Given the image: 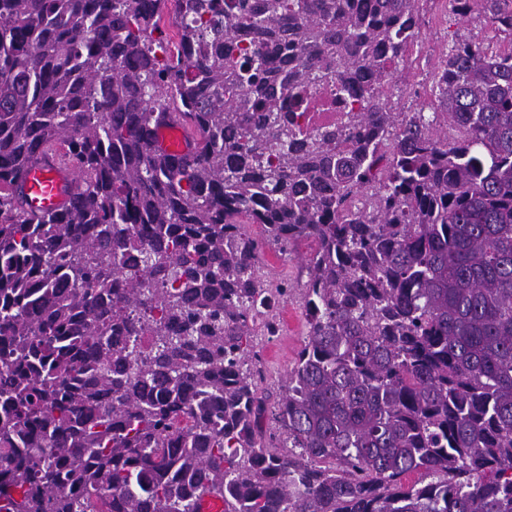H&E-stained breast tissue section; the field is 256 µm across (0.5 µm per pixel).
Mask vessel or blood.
<instances>
[{"instance_id":"vessel-or-blood-1","label":"vessel or blood","mask_w":512,"mask_h":512,"mask_svg":"<svg viewBox=\"0 0 512 512\" xmlns=\"http://www.w3.org/2000/svg\"><path fill=\"white\" fill-rule=\"evenodd\" d=\"M198 138L193 126L180 114H172L158 132L156 145L166 154L184 156ZM78 177L61 152L50 149L29 167L24 181L25 207L40 214L63 211L76 190Z\"/></svg>"}]
</instances>
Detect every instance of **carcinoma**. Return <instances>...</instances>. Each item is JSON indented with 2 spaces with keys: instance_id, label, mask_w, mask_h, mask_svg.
I'll list each match as a JSON object with an SVG mask.
<instances>
[{
  "instance_id": "obj_1",
  "label": "carcinoma",
  "mask_w": 512,
  "mask_h": 512,
  "mask_svg": "<svg viewBox=\"0 0 512 512\" xmlns=\"http://www.w3.org/2000/svg\"><path fill=\"white\" fill-rule=\"evenodd\" d=\"M166 2L0 0V512H512V52L455 37L428 118L380 92L425 0H176L173 52ZM52 144L80 186L31 214ZM246 224L313 244L269 435L244 366L291 288ZM338 110V104L334 103L329 91L324 90L311 104L309 112H307L306 122L312 128L335 123L339 113ZM197 138L195 128L179 113H173L168 125L159 130L156 146L166 154L181 157L193 148Z\"/></svg>"
}]
</instances>
